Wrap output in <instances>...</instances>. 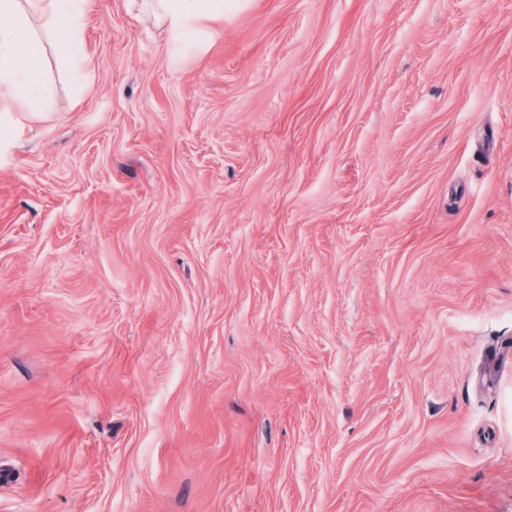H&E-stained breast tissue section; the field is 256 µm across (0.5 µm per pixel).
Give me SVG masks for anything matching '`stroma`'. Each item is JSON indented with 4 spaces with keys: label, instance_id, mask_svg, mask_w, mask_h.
I'll list each match as a JSON object with an SVG mask.
<instances>
[{
    "label": "stroma",
    "instance_id": "1",
    "mask_svg": "<svg viewBox=\"0 0 512 512\" xmlns=\"http://www.w3.org/2000/svg\"><path fill=\"white\" fill-rule=\"evenodd\" d=\"M0 144V512H512V0H97ZM157 24L165 25L177 39L206 21L224 17V0H142Z\"/></svg>",
    "mask_w": 512,
    "mask_h": 512
}]
</instances>
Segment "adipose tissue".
<instances>
[{"mask_svg": "<svg viewBox=\"0 0 512 512\" xmlns=\"http://www.w3.org/2000/svg\"><path fill=\"white\" fill-rule=\"evenodd\" d=\"M94 0H0V112H35L42 93L43 35L67 70L83 77L82 29ZM173 37L224 16V0H142Z\"/></svg>", "mask_w": 512, "mask_h": 512, "instance_id": "obj_1", "label": "adipose tissue"}]
</instances>
